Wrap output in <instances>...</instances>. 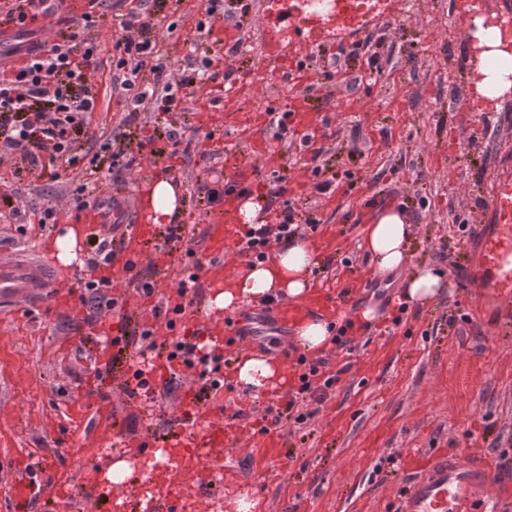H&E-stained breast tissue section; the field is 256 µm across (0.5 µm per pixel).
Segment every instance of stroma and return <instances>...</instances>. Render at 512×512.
I'll list each match as a JSON object with an SVG mask.
<instances>
[{
    "instance_id": "1",
    "label": "stroma",
    "mask_w": 512,
    "mask_h": 512,
    "mask_svg": "<svg viewBox=\"0 0 512 512\" xmlns=\"http://www.w3.org/2000/svg\"><path fill=\"white\" fill-rule=\"evenodd\" d=\"M50 5L43 37L80 30L108 61L122 33L120 16L133 2L105 0L95 9L87 0ZM207 7L208 0H165L148 30L176 75L191 76L194 60L213 62L215 79L182 89L176 109L144 112L127 123L109 75L92 78L99 108L77 135L75 151L89 162L99 139L112 135L131 163L118 169L102 158L95 175L98 223H84L71 200L78 167L62 161L33 167L18 152L0 157V255L49 254L50 240L66 227L81 239L78 260L63 269L69 307L0 315V452L32 457L41 476L59 465L75 471L71 512H148L163 507L169 495L157 466L165 447L222 421L237 431L232 449L181 466L186 512L227 510L241 498L248 512H395L412 458L434 448L463 461L492 459L499 484L484 496L497 512H512V499L498 492L512 488V335L496 334L458 270L463 243L480 225L496 221L488 205L493 183L512 175V94L492 109L475 110L476 41L467 33L464 0H390L384 17L358 27L306 30L304 41L287 46L310 81L300 90L254 80L262 18L278 9L273 0H224L223 23L209 33L197 29ZM87 11L89 24L82 18ZM297 98L309 115L293 113L281 141L273 126L260 127L256 139L267 144L266 153L237 134L253 106L281 112ZM172 128L182 135L178 154L167 139ZM229 159L244 166L254 193L279 178L287 183L295 223L307 225V239L320 248L315 287L331 291L359 278L351 318L361 320L368 307L379 313L353 331L350 348L322 350L338 381L323 401H309L315 415L306 425L271 429L278 444L271 455L253 448L252 439L262 432L266 408L284 407L287 389L249 392L233 364L252 354L298 357L293 330L262 325L258 301L217 316L208 308L210 288L182 299L176 293L188 261L199 263L201 279L209 277L207 205L198 187L210 165L232 180ZM159 175L183 197V235L173 238L167 226L156 227L136 278L112 280L107 295L117 308L83 302L80 283L90 276L94 238L114 249L132 230L133 224L114 222V204L140 200L147 179ZM319 179L330 181V191H314ZM387 206L404 208L413 219L412 264L432 265L443 275L434 304H405V272L377 275L362 246L366 224ZM49 207L56 208V219L41 223ZM140 276L155 281L153 296L139 294ZM179 302L199 310L194 330L167 327L165 312ZM242 316L262 328L257 346L216 347L210 329ZM119 319L126 339L114 345L105 331ZM146 328L160 344L186 337L216 349L226 387L209 388L193 371L180 370L156 380L155 396H132L140 361L132 340ZM190 392L201 406L187 419ZM99 409L110 413L111 429L98 427ZM117 462L127 465L118 484L109 477Z\"/></svg>"
}]
</instances>
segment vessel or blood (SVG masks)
Returning a JSON list of instances; mask_svg holds the SVG:
<instances>
[{
  "label": "vessel or blood",
  "mask_w": 512,
  "mask_h": 512,
  "mask_svg": "<svg viewBox=\"0 0 512 512\" xmlns=\"http://www.w3.org/2000/svg\"><path fill=\"white\" fill-rule=\"evenodd\" d=\"M283 25L263 26L262 52L258 74L269 82L280 78L284 36H298L302 26L294 23L292 14H284ZM490 205L498 215L497 223L488 225L483 234L461 248L460 268L465 285L471 288L482 305L498 312L496 327L512 326V179L498 180L490 195ZM238 214L233 200L208 214L207 249L221 257L224 247L237 234ZM61 277L45 256L17 254L0 260V302L12 306L29 303H57ZM348 294L317 293L310 299L294 303H274L269 317L279 327H288L317 308L335 311L348 309ZM232 431L216 425L202 434L187 436L183 447L190 456L209 457L214 449L227 447ZM417 475L407 487L400 512H488L483 498L485 489L495 483L496 475L482 458L460 460L448 451L434 449L415 458ZM61 476L36 485L25 473L11 480V508L26 512L37 498L57 499L65 489Z\"/></svg>",
  "instance_id": "obj_1"
}]
</instances>
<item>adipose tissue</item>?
I'll use <instances>...</instances> for the list:
<instances>
[{"label":"adipose tissue","instance_id":"obj_1","mask_svg":"<svg viewBox=\"0 0 512 512\" xmlns=\"http://www.w3.org/2000/svg\"><path fill=\"white\" fill-rule=\"evenodd\" d=\"M142 206L148 223L170 224L180 215L182 198L175 185L160 176L149 181L142 194ZM414 226L410 215L401 208L379 211L365 228L363 246L373 261L377 274L390 275L406 271L404 295L408 301L428 304L440 294L441 277L427 265L410 261V243ZM318 264V252L305 240L293 239L279 247L265 261L246 267L224 290L209 299L212 310H228L258 301L270 295L298 301L311 289L310 274ZM239 382L252 389H272L283 383L280 365L264 356H250L237 363Z\"/></svg>","mask_w":512,"mask_h":512}]
</instances>
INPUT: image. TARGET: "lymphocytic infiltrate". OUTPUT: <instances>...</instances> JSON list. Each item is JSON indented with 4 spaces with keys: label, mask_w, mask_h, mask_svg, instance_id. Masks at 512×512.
Listing matches in <instances>:
<instances>
[{
    "label": "lymphocytic infiltrate",
    "mask_w": 512,
    "mask_h": 512,
    "mask_svg": "<svg viewBox=\"0 0 512 512\" xmlns=\"http://www.w3.org/2000/svg\"><path fill=\"white\" fill-rule=\"evenodd\" d=\"M159 6V0H138L122 17L123 34L114 45L111 66H104L93 43L78 46L74 32L60 41L29 44L20 59L0 63V152L22 150L35 166L45 158L74 163L73 135L98 106L88 76L106 67L112 72L113 90L126 102L128 122H136L149 104L175 105L185 83L168 76L157 43L145 35ZM301 231V225L286 220L255 224L238 252L261 261L273 244Z\"/></svg>",
    "instance_id": "1"
}]
</instances>
